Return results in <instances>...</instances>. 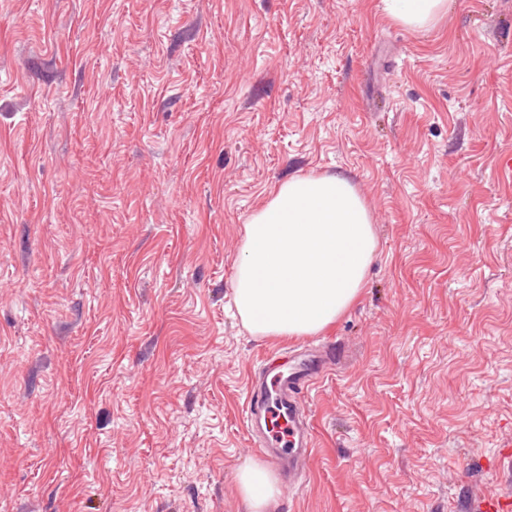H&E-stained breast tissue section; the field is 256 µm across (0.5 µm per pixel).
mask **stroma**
<instances>
[{"instance_id": "obj_1", "label": "stroma", "mask_w": 512, "mask_h": 512, "mask_svg": "<svg viewBox=\"0 0 512 512\" xmlns=\"http://www.w3.org/2000/svg\"><path fill=\"white\" fill-rule=\"evenodd\" d=\"M512 0H0V512H242L247 385L296 341L233 301L273 186L336 174L378 240L320 340L277 512L512 495ZM450 0H386L387 10L401 25L409 28L430 26L448 11Z\"/></svg>"}]
</instances>
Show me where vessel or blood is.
Instances as JSON below:
<instances>
[{
    "instance_id": "vessel-or-blood-1",
    "label": "vessel or blood",
    "mask_w": 512,
    "mask_h": 512,
    "mask_svg": "<svg viewBox=\"0 0 512 512\" xmlns=\"http://www.w3.org/2000/svg\"><path fill=\"white\" fill-rule=\"evenodd\" d=\"M343 348L328 346L305 355L289 372L273 360L263 361L251 378L246 393L245 419L256 445L290 486L306 476L313 433L308 415V393L341 362Z\"/></svg>"
}]
</instances>
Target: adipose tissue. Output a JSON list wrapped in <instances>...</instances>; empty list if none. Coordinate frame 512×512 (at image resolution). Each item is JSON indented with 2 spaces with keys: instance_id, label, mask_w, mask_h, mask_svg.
<instances>
[{
  "instance_id": "1",
  "label": "adipose tissue",
  "mask_w": 512,
  "mask_h": 512,
  "mask_svg": "<svg viewBox=\"0 0 512 512\" xmlns=\"http://www.w3.org/2000/svg\"><path fill=\"white\" fill-rule=\"evenodd\" d=\"M449 0H386L409 28L430 26ZM377 250L369 210L354 185L334 175H305L273 188L244 226L234 267V297L256 336L293 339L324 331L360 297ZM248 512H270L278 480L263 465L239 469Z\"/></svg>"
}]
</instances>
